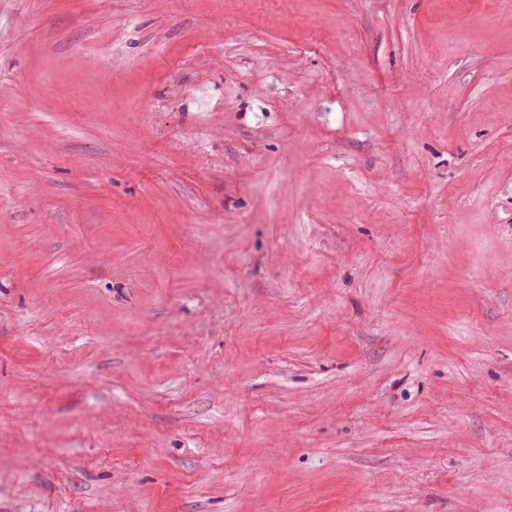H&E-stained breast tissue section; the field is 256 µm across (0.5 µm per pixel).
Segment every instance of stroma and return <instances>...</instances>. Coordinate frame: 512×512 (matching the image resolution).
Here are the masks:
<instances>
[{
    "label": "stroma",
    "mask_w": 512,
    "mask_h": 512,
    "mask_svg": "<svg viewBox=\"0 0 512 512\" xmlns=\"http://www.w3.org/2000/svg\"><path fill=\"white\" fill-rule=\"evenodd\" d=\"M504 0H0V512H512Z\"/></svg>",
    "instance_id": "1"
}]
</instances>
